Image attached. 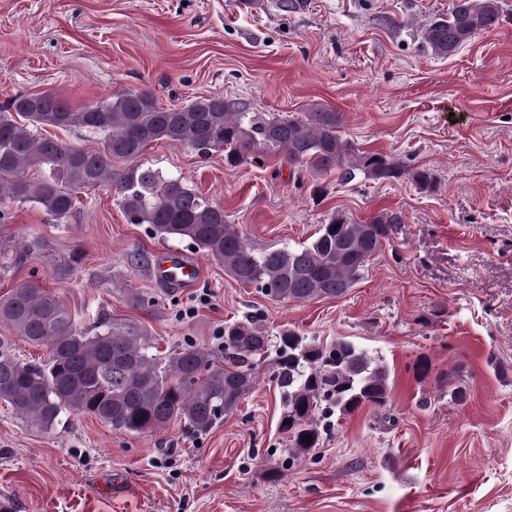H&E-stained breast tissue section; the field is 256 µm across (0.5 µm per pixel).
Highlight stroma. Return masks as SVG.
<instances>
[{"instance_id": "stroma-1", "label": "stroma", "mask_w": 512, "mask_h": 512, "mask_svg": "<svg viewBox=\"0 0 512 512\" xmlns=\"http://www.w3.org/2000/svg\"><path fill=\"white\" fill-rule=\"evenodd\" d=\"M452 0H307L291 15L236 0H0V107L53 93L79 108L136 90L167 107L218 93L268 115L340 112L363 150L434 171L410 181L318 180L275 154L228 167L156 142L139 165L183 177L256 250L297 245L341 211L400 212L390 245L336 299L276 302L201 257L203 279L169 291L147 276L186 251L126 220L110 188L85 191L68 223L0 201V300L51 289L78 325L141 327L160 350L216 347L226 322L345 339L390 372L385 407L336 422L282 479L265 476L281 406L269 365L207 435L182 423L131 436L90 415L49 432L0 405V499L13 512H512V0L496 29L438 58L421 24ZM323 198H315L316 185ZM39 240L22 265L11 245ZM81 250L64 280L53 260ZM152 298L131 308L130 290Z\"/></svg>"}]
</instances>
